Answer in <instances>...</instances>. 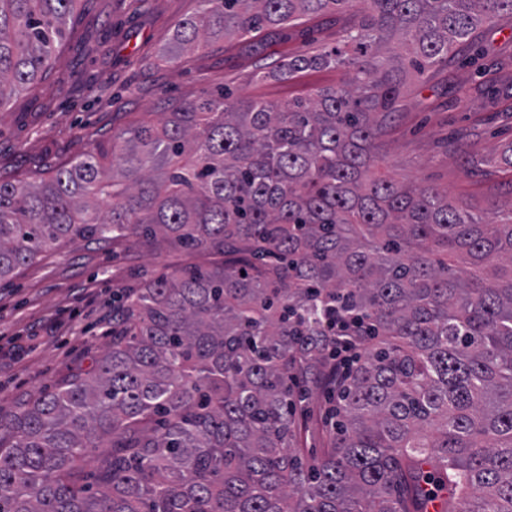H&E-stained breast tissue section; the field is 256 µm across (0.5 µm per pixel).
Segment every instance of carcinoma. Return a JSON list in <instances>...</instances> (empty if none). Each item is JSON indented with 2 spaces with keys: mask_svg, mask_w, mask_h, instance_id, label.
<instances>
[{
  "mask_svg": "<svg viewBox=\"0 0 512 512\" xmlns=\"http://www.w3.org/2000/svg\"><path fill=\"white\" fill-rule=\"evenodd\" d=\"M79 0H0V112L47 75ZM173 46L352 0H199ZM312 100L219 93L35 182L0 181V281L63 239L221 256L145 281L96 367L0 416V512H512V209L475 219L376 171L412 72L512 0H365ZM341 377L325 347L351 335ZM336 388L322 455L302 391Z\"/></svg>",
  "mask_w": 512,
  "mask_h": 512,
  "instance_id": "carcinoma-1",
  "label": "carcinoma"
}]
</instances>
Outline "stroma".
Listing matches in <instances>:
<instances>
[{"instance_id":"stroma-1","label":"stroma","mask_w":512,"mask_h":512,"mask_svg":"<svg viewBox=\"0 0 512 512\" xmlns=\"http://www.w3.org/2000/svg\"><path fill=\"white\" fill-rule=\"evenodd\" d=\"M198 9V0H81L60 62L0 112V180L43 176L114 132L222 88L279 103L346 78L332 68L291 78L274 72L297 52L336 45L334 13L269 27L247 44L207 40L171 57L176 23ZM476 43L478 57L460 46L407 77L382 146L391 174L445 191L489 219L512 208V168L492 161L512 142V25L483 26ZM210 262L208 254L164 244L88 238L20 267L0 282V414L95 367L112 339L121 292L142 278ZM70 323L81 335L69 334ZM21 336L31 337L30 348H18Z\"/></svg>"}]
</instances>
